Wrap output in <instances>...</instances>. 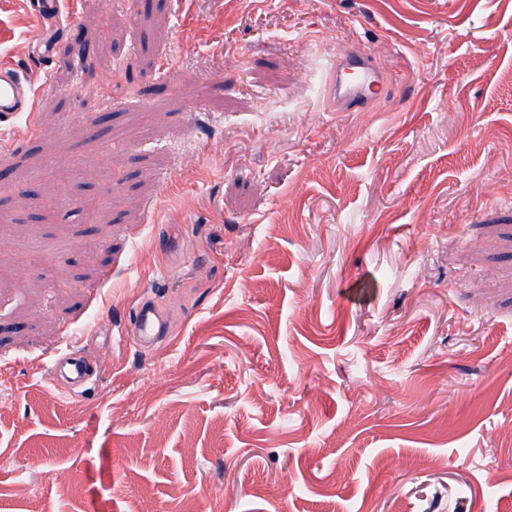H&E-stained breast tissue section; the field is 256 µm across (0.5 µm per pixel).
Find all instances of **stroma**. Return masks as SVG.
<instances>
[{"mask_svg":"<svg viewBox=\"0 0 512 512\" xmlns=\"http://www.w3.org/2000/svg\"><path fill=\"white\" fill-rule=\"evenodd\" d=\"M34 2L0 0L35 88L0 512H512V0H62L39 60ZM346 48L370 111L330 96ZM380 73L363 52L341 51L332 69V95L340 112H362L383 86ZM158 304L154 301L140 305L134 313V328L140 339L163 334L166 324L157 311ZM50 372L68 378L73 386V393L83 392L81 389L87 381V373L78 359L74 357H60L53 361Z\"/></svg>","mask_w":512,"mask_h":512,"instance_id":"stroma-1","label":"stroma"}]
</instances>
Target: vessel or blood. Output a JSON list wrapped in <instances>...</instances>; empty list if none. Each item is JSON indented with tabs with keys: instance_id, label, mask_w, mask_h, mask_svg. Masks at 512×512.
Listing matches in <instances>:
<instances>
[{
	"instance_id": "b4317fda",
	"label": "vessel or blood",
	"mask_w": 512,
	"mask_h": 512,
	"mask_svg": "<svg viewBox=\"0 0 512 512\" xmlns=\"http://www.w3.org/2000/svg\"><path fill=\"white\" fill-rule=\"evenodd\" d=\"M37 11L45 22L41 41L32 47L34 56L48 55L62 29L61 0H37ZM379 72L370 57L363 52L342 51L336 56L332 69V95L339 111H363L382 93ZM35 89L31 80L23 77L12 65L0 64V120L32 111ZM134 328L138 336L146 338L163 334L166 324L158 312L156 302L140 305L134 313ZM51 372L65 376L73 392H80L87 381V373L80 361L61 357L53 361Z\"/></svg>"
}]
</instances>
